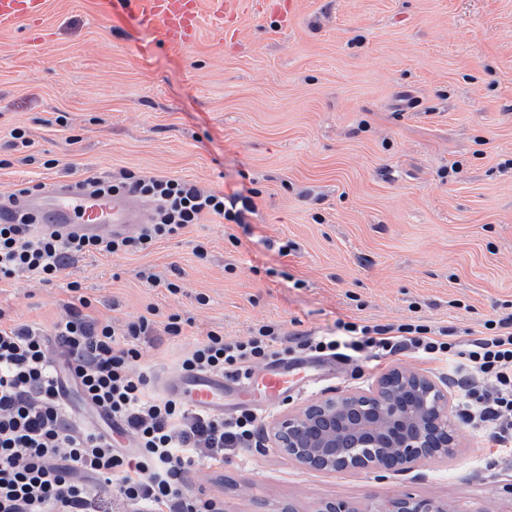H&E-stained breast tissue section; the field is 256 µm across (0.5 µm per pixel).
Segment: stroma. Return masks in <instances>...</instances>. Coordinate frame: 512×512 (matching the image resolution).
Instances as JSON below:
<instances>
[{
	"mask_svg": "<svg viewBox=\"0 0 512 512\" xmlns=\"http://www.w3.org/2000/svg\"><path fill=\"white\" fill-rule=\"evenodd\" d=\"M217 36L202 13L177 51L108 0H47L45 38L0 27V203L14 186L132 170L232 195L254 189L234 224L209 215L152 252L76 261L70 279L122 323L153 306L186 318L178 337L142 346L161 377L209 331L226 339L276 323L324 336L337 320H415L479 331L512 302V0H298L289 23L245 0ZM29 146H13L11 129ZM296 245L280 254L277 243ZM209 245L206 260L194 254ZM176 277L149 288L141 270ZM205 295L207 304L196 301ZM63 290L0 287V310L51 328ZM398 367L429 376L458 404L448 366L396 355L289 395L264 420L369 392ZM454 453L406 472L307 469L272 447L198 466L224 512H317L342 499L376 512L405 493L452 512H512V466L454 417Z\"/></svg>",
	"mask_w": 512,
	"mask_h": 512,
	"instance_id": "1",
	"label": "stroma"
}]
</instances>
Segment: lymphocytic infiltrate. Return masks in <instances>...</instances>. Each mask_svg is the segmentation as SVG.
<instances>
[{
    "mask_svg": "<svg viewBox=\"0 0 512 512\" xmlns=\"http://www.w3.org/2000/svg\"><path fill=\"white\" fill-rule=\"evenodd\" d=\"M80 187L107 196L125 192L152 199L156 210L138 235L93 238L36 228L25 210L0 218V283L26 277L63 285L68 315L52 331L0 320V512H100L102 496L123 512H224L212 490H193L197 465L219 467L225 452L259 447L257 413L231 417L189 408L159 395L139 369V344L164 330L183 333L180 315L157 324L156 309L123 326L93 316L92 300L64 273L87 255L119 256L152 250L207 215L240 223L254 210L251 196H224L194 183L132 171L89 176ZM330 336L299 335L298 350L356 365L412 352L451 365L461 392L460 417L512 458V313L488 319L479 333L458 336L417 321L361 325L337 321ZM279 325L263 323L242 340L210 331L182 359L185 373L244 378L261 363L284 358ZM71 380L82 400L112 423L111 430L80 425L67 397Z\"/></svg>",
    "mask_w": 512,
    "mask_h": 512,
    "instance_id": "f902f5d3",
    "label": "lymphocytic infiltrate"
}]
</instances>
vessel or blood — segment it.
<instances>
[{
	"mask_svg": "<svg viewBox=\"0 0 512 512\" xmlns=\"http://www.w3.org/2000/svg\"><path fill=\"white\" fill-rule=\"evenodd\" d=\"M122 17H134L151 24L159 37L171 47L184 49L195 40L201 9H208L218 25L233 23L238 0H123ZM46 0H0V25L17 18L39 22ZM42 226L81 234L108 236L132 235L147 224L151 211L140 199L125 195L94 196L73 191L61 184L23 200ZM330 359L284 360L251 372L239 388L241 397L271 407L289 392L301 393L311 383L335 371ZM230 387L227 378L209 374L180 373L167 378L163 389L191 407L216 413L224 411V396Z\"/></svg>",
	"mask_w": 512,
	"mask_h": 512,
	"instance_id": "obj_1",
	"label": "vessel or blood"
}]
</instances>
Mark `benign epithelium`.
<instances>
[{
	"label": "benign epithelium",
	"mask_w": 512,
	"mask_h": 512,
	"mask_svg": "<svg viewBox=\"0 0 512 512\" xmlns=\"http://www.w3.org/2000/svg\"><path fill=\"white\" fill-rule=\"evenodd\" d=\"M448 407V393L434 380L397 368L369 395L329 397L273 419L268 439L288 458L314 470L408 472L455 449L459 432ZM385 512H447V507L396 496Z\"/></svg>",
	"instance_id": "7a95c632"
}]
</instances>
